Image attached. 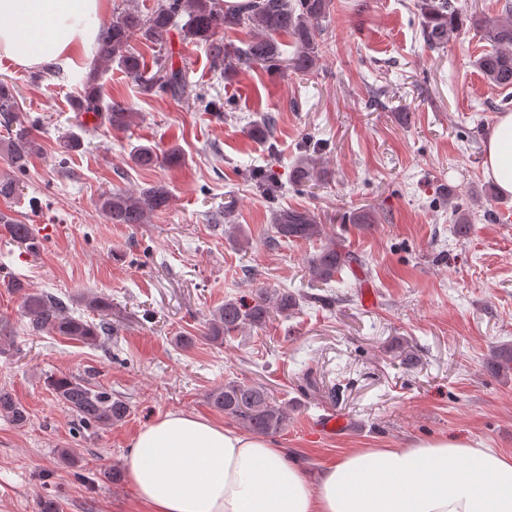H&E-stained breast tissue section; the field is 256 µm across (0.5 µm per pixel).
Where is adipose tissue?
<instances>
[{"instance_id":"ef3b65f1","label":"adipose tissue","mask_w":512,"mask_h":512,"mask_svg":"<svg viewBox=\"0 0 512 512\" xmlns=\"http://www.w3.org/2000/svg\"><path fill=\"white\" fill-rule=\"evenodd\" d=\"M105 0H0V59L89 62ZM486 177L512 195V113L497 117ZM127 483L150 512H512V455L456 440L355 448L310 479L285 448L169 412L139 430Z\"/></svg>"}]
</instances>
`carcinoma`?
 Returning <instances> with one entry per match:
<instances>
[{
	"mask_svg": "<svg viewBox=\"0 0 512 512\" xmlns=\"http://www.w3.org/2000/svg\"><path fill=\"white\" fill-rule=\"evenodd\" d=\"M332 0H247L232 9L222 8L219 0H157L150 13L144 15L138 8L124 7L112 16V21L102 28L95 46L99 65L108 67L117 63L122 72L131 78L147 95L157 92L174 97H194L204 110L224 111V104L217 99H207L206 94L193 89L187 72L168 62V56L158 55L157 70L147 71L144 56L133 43L148 42L166 45L170 31L180 28L183 40L207 46L213 70L227 75L239 65H258L271 73L291 70L309 75L319 68V38L322 22L330 16ZM420 35L430 50L447 47L450 38L468 22L482 33L491 49L475 60L488 83L494 87L512 88V3L503 4L499 15H462L454 0H416ZM187 16L183 23L181 16ZM250 26L254 35L237 45L224 41L226 30ZM288 36L294 47L292 55L283 58L279 37ZM16 87L7 80H0V120L8 131L6 152L17 171H24L31 156L40 151V145L31 129L19 121L20 111ZM78 114L93 112L112 129L124 130L135 113L120 102L103 103L99 86V69H92L83 80V91L71 100ZM276 117L264 115L252 125L250 133L262 140H272ZM301 157L293 166L289 181L305 186L317 178L319 158L315 153ZM132 161L139 167L150 168L158 164L159 157L150 146H136L131 152ZM171 194L164 185L150 186L138 192L114 190L101 195L98 205L109 224H145L150 215L165 211ZM275 237L284 240L311 241L322 235V226L309 211L277 210L272 214ZM0 229L9 238L29 252L39 249V241L28 224H23L10 214L0 212ZM358 261L342 245L329 240L308 261L311 280L327 284L344 268ZM10 287L21 293V310L29 319L28 330L34 334L52 332L88 344L99 341L98 326L67 311L63 300L55 295L30 291L19 280ZM297 294L286 289L270 292L260 290L250 304L226 300L212 314L206 337L224 341L244 328H263L274 313L284 317L298 309ZM48 384L58 399L74 413L86 429L101 430L123 421L129 414L128 403L112 390L94 385L83 378L51 376ZM213 406L237 422L244 429L259 436L280 433L288 423V404L274 399L268 389L260 384L228 380L210 395ZM0 415L22 426L28 420L25 408L12 394L0 390Z\"/></svg>",
	"mask_w": 512,
	"mask_h": 512,
	"instance_id": "1",
	"label": "carcinoma"
}]
</instances>
